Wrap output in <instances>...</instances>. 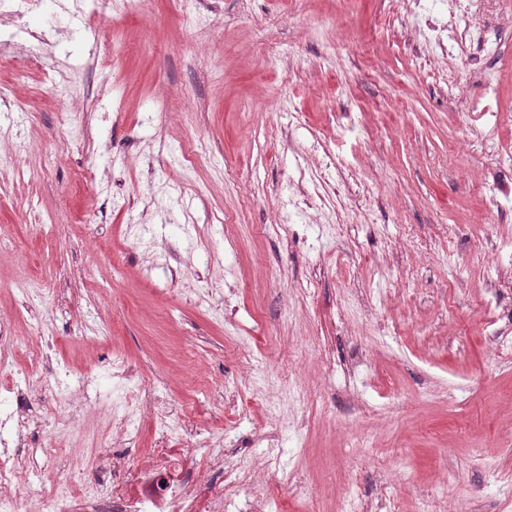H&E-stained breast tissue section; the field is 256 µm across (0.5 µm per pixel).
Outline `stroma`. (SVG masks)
Wrapping results in <instances>:
<instances>
[{
  "label": "stroma",
  "instance_id": "35a3bbf8",
  "mask_svg": "<svg viewBox=\"0 0 512 512\" xmlns=\"http://www.w3.org/2000/svg\"><path fill=\"white\" fill-rule=\"evenodd\" d=\"M82 3L26 18L66 52L32 42L0 65L35 104L9 116L16 158L0 159V315L24 261L61 306L72 367L121 347L172 377L183 410L252 375L224 441L229 465L251 464L237 440L281 416L273 512H512V335L475 327L487 255L512 253L476 179L512 154V45L490 61L492 149L453 98L466 59L433 72L394 0ZM319 343L331 367L308 359L288 398L267 384L289 348ZM302 389L323 400L303 428Z\"/></svg>",
  "mask_w": 512,
  "mask_h": 512
}]
</instances>
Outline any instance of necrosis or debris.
<instances>
[{
    "mask_svg": "<svg viewBox=\"0 0 512 512\" xmlns=\"http://www.w3.org/2000/svg\"><path fill=\"white\" fill-rule=\"evenodd\" d=\"M422 8L418 34L445 57L452 56L453 43L468 42L466 58L485 99L497 98L498 79L482 59L512 32V0H451L444 21ZM490 259L500 276L487 286L488 323H512V306L502 302L504 290L512 288V263L496 252ZM56 342L53 336H16L0 325V370L12 372L0 395V512H270L265 496L236 498L238 486L251 483L254 472L226 468L223 412H212L214 429L198 430L190 414H174L161 403L166 378L147 375L121 350H113L106 373L74 371L50 366ZM38 388L83 400L110 417V440L92 446L80 467L56 464L69 445L57 411L31 420L30 398ZM31 425L49 466L25 465L18 453L23 430ZM145 425L152 447L130 451V440Z\"/></svg>",
    "mask_w": 512,
    "mask_h": 512,
    "instance_id": "obj_1",
    "label": "necrosis or debris"
}]
</instances>
